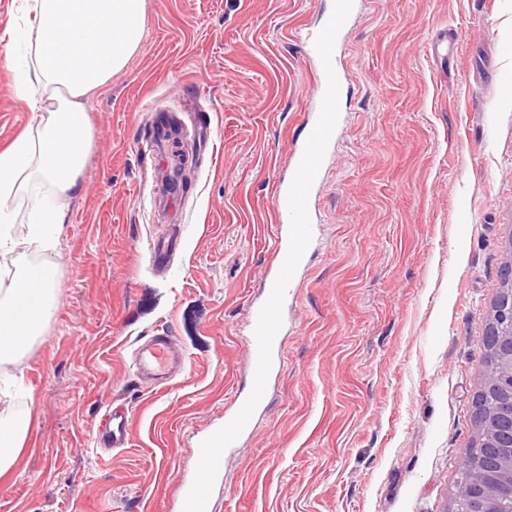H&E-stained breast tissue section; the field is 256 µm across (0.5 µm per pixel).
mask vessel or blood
<instances>
[{
    "mask_svg": "<svg viewBox=\"0 0 512 512\" xmlns=\"http://www.w3.org/2000/svg\"><path fill=\"white\" fill-rule=\"evenodd\" d=\"M360 6L359 0H336L309 39L306 56L316 71L310 110L304 118L306 137L286 160L288 175L277 181L272 202L277 221L272 256L260 300L247 308L251 341L247 351L251 385L238 393L224 414V423L198 439L192 450L194 472L180 487L177 512H211L217 482L224 475L228 450L238 447L256 415L266 409L270 383L280 358L288 323V303L300 283V271L315 236L312 201L325 179L326 164L333 153L345 120L340 90L347 78L340 62L342 40ZM186 361L169 336L158 335L135 350V370L162 381L172 380ZM131 418L128 410L105 406V422L96 439L105 449L128 447Z\"/></svg>",
    "mask_w": 512,
    "mask_h": 512,
    "instance_id": "1",
    "label": "vessel or blood"
}]
</instances>
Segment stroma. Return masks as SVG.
Here are the masks:
<instances>
[{
	"mask_svg": "<svg viewBox=\"0 0 512 512\" xmlns=\"http://www.w3.org/2000/svg\"><path fill=\"white\" fill-rule=\"evenodd\" d=\"M0 0V149L34 121L13 68L29 25ZM334 0H147L143 40L87 101L56 310L0 374L33 407L0 512H171L197 437L248 387L247 307L272 186L316 80L301 44ZM345 123L270 404L213 512H445L475 438L491 306L512 257V0H364L342 56ZM469 214L460 240L459 208ZM182 225L154 265L152 238ZM172 336L166 385L132 354ZM124 403L128 448L94 424Z\"/></svg>",
	"mask_w": 512,
	"mask_h": 512,
	"instance_id": "stroma-1",
	"label": "stroma"
}]
</instances>
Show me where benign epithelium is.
<instances>
[{
    "label": "benign epithelium",
    "instance_id": "7a95c632",
    "mask_svg": "<svg viewBox=\"0 0 512 512\" xmlns=\"http://www.w3.org/2000/svg\"><path fill=\"white\" fill-rule=\"evenodd\" d=\"M504 273L509 288L501 290L493 307L488 335L494 337L491 345L493 361L482 372L478 381L474 417L477 442L490 448L512 444V259L505 263ZM497 392L502 402L494 411L482 405L481 397ZM501 482L483 471L479 464H467L459 473L452 501L464 499L468 512H486V503L502 493Z\"/></svg>",
    "mask_w": 512,
    "mask_h": 512
}]
</instances>
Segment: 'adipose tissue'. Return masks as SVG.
<instances>
[{
	"mask_svg": "<svg viewBox=\"0 0 512 512\" xmlns=\"http://www.w3.org/2000/svg\"><path fill=\"white\" fill-rule=\"evenodd\" d=\"M37 19L30 62L14 76L20 97L36 113L33 125L0 150V255L14 272L0 276V363L25 352L43 335L56 302L58 265L53 255L62 231L61 199L76 193L92 151L88 95L107 84L138 49L146 0H30ZM50 186L51 202H37L26 226L44 258L31 263L15 250L12 212L3 200ZM32 411L0 417V477L12 469L32 421Z\"/></svg>",
	"mask_w": 512,
	"mask_h": 512,
	"instance_id": "adipose-tissue-1",
	"label": "adipose tissue"
}]
</instances>
